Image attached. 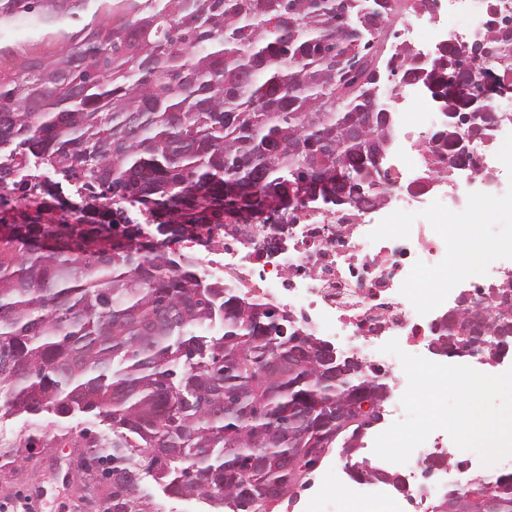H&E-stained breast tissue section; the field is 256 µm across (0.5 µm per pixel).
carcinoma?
I'll use <instances>...</instances> for the list:
<instances>
[{
  "label": "carcinoma",
  "mask_w": 512,
  "mask_h": 512,
  "mask_svg": "<svg viewBox=\"0 0 512 512\" xmlns=\"http://www.w3.org/2000/svg\"><path fill=\"white\" fill-rule=\"evenodd\" d=\"M398 0H0V149L34 161L0 218V414L90 415L112 439L87 441L85 475L109 489L105 512H149L148 473L170 496L203 495L224 512H261L333 448L354 467L355 428L325 410L383 399L371 371L321 372L317 337L286 314L201 283L192 257L139 241L170 240L224 209L371 206L387 179L378 155L396 130L390 97L433 77L449 115L492 99L448 94L454 52L424 58L376 36ZM474 88L512 87V26L490 33ZM480 127L442 125L429 171L448 175ZM345 182L336 187V175ZM112 202L86 219L74 182ZM232 181L240 191L224 196ZM73 221H42L49 201ZM493 290L486 340L512 329ZM468 308L442 327L459 356L472 345ZM222 327L219 336L195 328ZM432 512H512V474L471 480Z\"/></svg>",
  "instance_id": "cac0c4a2"
}]
</instances>
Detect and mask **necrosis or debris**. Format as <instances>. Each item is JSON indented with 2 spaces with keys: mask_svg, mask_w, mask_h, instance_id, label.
<instances>
[{
  "mask_svg": "<svg viewBox=\"0 0 512 512\" xmlns=\"http://www.w3.org/2000/svg\"><path fill=\"white\" fill-rule=\"evenodd\" d=\"M512 16V0H445L447 19L465 18L457 36L469 38L482 30L491 9ZM397 136L384 159L395 173L382 204L372 206L365 222L359 211L306 209L298 212L281 245L266 251L275 230L265 224L243 225L232 241L221 239L213 225L175 241L178 251L194 252L200 280L235 290L288 310L309 335L342 344L366 366L387 365L394 409H401L407 377L399 359L381 347L397 340L408 354L425 355L430 324L438 310L455 302L460 285L484 290L502 285L503 267L487 263L462 269L446 282L419 281L418 270L436 271L451 254L468 248V239L454 224H428L429 206L455 213L456 198L473 202L469 182L453 183L437 199L405 190V182L427 163L416 134L429 125L428 112L404 109L393 114ZM443 431L433 432L409 461L396 465L406 491L371 479L353 478L347 467L321 472L316 491L305 500V512H406L411 499L431 496L427 471L447 475L443 462L449 451Z\"/></svg>",
  "mask_w": 512,
  "mask_h": 512,
  "instance_id": "4bbe7bcc",
  "label": "necrosis or debris"
}]
</instances>
